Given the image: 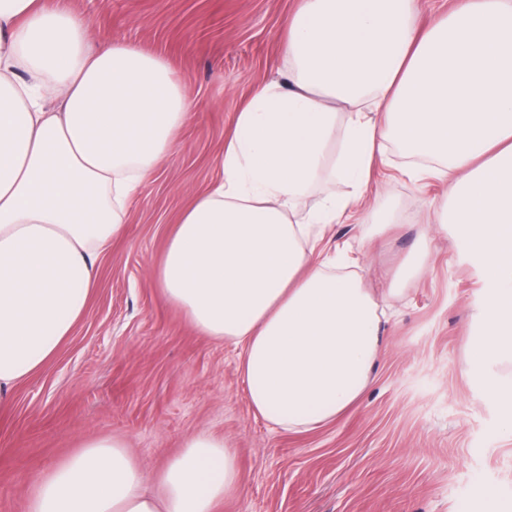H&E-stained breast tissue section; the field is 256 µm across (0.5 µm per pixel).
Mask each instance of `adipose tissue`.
<instances>
[{"instance_id": "obj_1", "label": "adipose tissue", "mask_w": 512, "mask_h": 512, "mask_svg": "<svg viewBox=\"0 0 512 512\" xmlns=\"http://www.w3.org/2000/svg\"><path fill=\"white\" fill-rule=\"evenodd\" d=\"M414 0H301L288 19V83L259 85L224 143V177L175 225L154 271L193 329L233 346L253 411L273 427L329 424L368 389L395 288L376 295L358 257L321 243L368 213L389 145L409 181L446 188L482 282L474 371L512 369V0H464L416 28ZM191 107L166 60L100 40L57 0H0V404L57 354L84 314L97 260L177 142ZM337 157H330L333 141ZM327 184L311 207L303 201ZM118 437L85 440L37 483L27 512H219L241 488L223 439L189 437L158 490Z\"/></svg>"}]
</instances>
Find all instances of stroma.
I'll return each mask as SVG.
<instances>
[{
    "mask_svg": "<svg viewBox=\"0 0 512 512\" xmlns=\"http://www.w3.org/2000/svg\"><path fill=\"white\" fill-rule=\"evenodd\" d=\"M67 5L96 38L165 57L194 110L132 200L125 237L101 255L85 314L0 410V512H26L39 477L86 438L123 437L152 474L203 432L224 438L240 471L242 490L220 512H487L492 499L512 510V435L466 357L483 284L452 227L432 221L443 186L401 177L397 148L367 196L395 204L399 224L367 245L358 225L336 224L325 245L361 250L376 289L425 236L430 257L393 302L372 383L336 422L294 433L257 417L233 347L198 335L161 295L153 269L174 225L220 182L238 112L254 87L288 76L285 24L299 0Z\"/></svg>",
    "mask_w": 512,
    "mask_h": 512,
    "instance_id": "obj_1",
    "label": "stroma"
}]
</instances>
